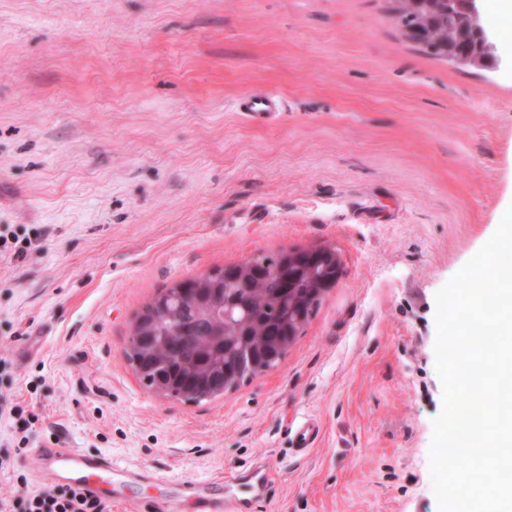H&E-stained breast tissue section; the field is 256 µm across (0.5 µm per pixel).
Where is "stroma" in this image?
Listing matches in <instances>:
<instances>
[{
  "mask_svg": "<svg viewBox=\"0 0 512 512\" xmlns=\"http://www.w3.org/2000/svg\"><path fill=\"white\" fill-rule=\"evenodd\" d=\"M493 70L402 35L385 0H0V407L25 452L166 475L176 497L263 461L259 512H439L435 294L512 205V32ZM273 92L278 120L242 96ZM343 274L277 367L223 396L155 394L125 354L159 290L282 250ZM316 417L307 455L288 427ZM26 414V416H25ZM31 420L38 419V416L33 412L27 411L25 407L19 403L14 404L9 409L5 410L0 407V420H4L5 424L11 429L14 434L13 442L17 451L20 453L26 449L28 437L26 435L19 436L18 433H24L31 426ZM20 424V426H18Z\"/></svg>",
  "mask_w": 512,
  "mask_h": 512,
  "instance_id": "1",
  "label": "stroma"
}]
</instances>
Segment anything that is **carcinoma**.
<instances>
[{
  "label": "carcinoma",
  "mask_w": 512,
  "mask_h": 512,
  "mask_svg": "<svg viewBox=\"0 0 512 512\" xmlns=\"http://www.w3.org/2000/svg\"><path fill=\"white\" fill-rule=\"evenodd\" d=\"M388 11L401 33L421 29L420 48L447 60L457 50L474 45L463 20L446 0H388ZM289 251L261 254L239 264L237 281L201 276L188 282L191 291L179 294L178 282L157 293L146 306L157 303L160 328L168 332L187 326L183 343L160 349L158 361L184 363L183 371L201 379L225 369L234 374L224 390L233 389L261 372L275 368L288 351L273 340L272 332L293 331L299 336L318 308L322 280L336 281V270L319 265L310 272H288Z\"/></svg>",
  "instance_id": "carcinoma-1"
}]
</instances>
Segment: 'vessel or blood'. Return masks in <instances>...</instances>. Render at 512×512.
Segmentation results:
<instances>
[{"instance_id": "b4317fda", "label": "vessel or blood", "mask_w": 512, "mask_h": 512, "mask_svg": "<svg viewBox=\"0 0 512 512\" xmlns=\"http://www.w3.org/2000/svg\"><path fill=\"white\" fill-rule=\"evenodd\" d=\"M241 106L250 116L263 118L279 109L277 96L271 93L252 94ZM321 425L312 416L303 417L290 428L291 441L298 452L312 448L319 438ZM40 475L60 484L83 486L99 491L101 485L161 481L155 470L116 462L111 456L92 454L76 448H42L38 451ZM270 481L268 467L259 465L248 474L227 472L206 484L187 481L183 490L191 500L193 512H256L259 499Z\"/></svg>"}]
</instances>
